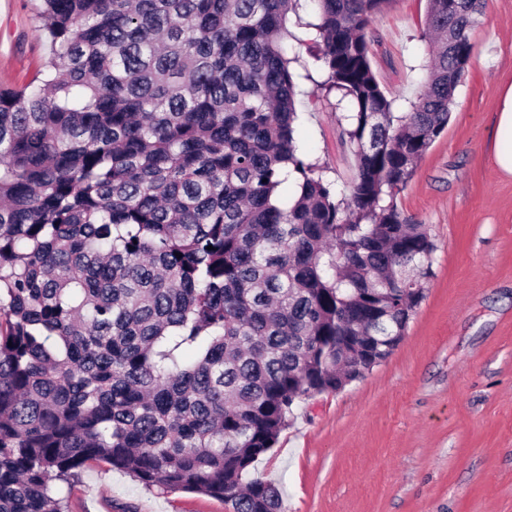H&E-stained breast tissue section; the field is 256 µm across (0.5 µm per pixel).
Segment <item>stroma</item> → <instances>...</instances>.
Here are the masks:
<instances>
[{"label":"stroma","mask_w":512,"mask_h":512,"mask_svg":"<svg viewBox=\"0 0 512 512\" xmlns=\"http://www.w3.org/2000/svg\"><path fill=\"white\" fill-rule=\"evenodd\" d=\"M37 0H0V89L28 83L49 52ZM427 0H395L373 26L372 68L393 97L423 77ZM310 79L301 80L298 137L346 190L355 162L336 121L337 94L289 20ZM475 53L447 129L398 198L436 250L426 297L391 357L335 394L305 400L255 464L282 512H512V175L495 163L492 129L512 84V0H488L471 32ZM67 512H229L194 493L146 489L90 461L59 484Z\"/></svg>","instance_id":"1"}]
</instances>
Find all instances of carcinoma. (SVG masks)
Instances as JSON below:
<instances>
[{
	"mask_svg": "<svg viewBox=\"0 0 512 512\" xmlns=\"http://www.w3.org/2000/svg\"><path fill=\"white\" fill-rule=\"evenodd\" d=\"M39 2L49 56L0 90V512H66L53 482L91 459L282 512L254 463L303 399L390 357L424 300L436 246L397 198L487 0H427L405 107L368 37L395 0H310L320 89L349 104L345 195L295 137L299 0Z\"/></svg>",
	"mask_w": 512,
	"mask_h": 512,
	"instance_id": "carcinoma-1",
	"label": "carcinoma"
}]
</instances>
